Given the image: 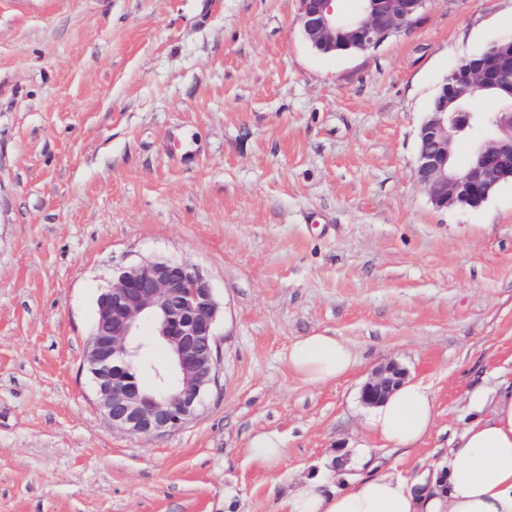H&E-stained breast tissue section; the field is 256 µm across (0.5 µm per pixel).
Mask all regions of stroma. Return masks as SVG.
<instances>
[{"mask_svg": "<svg viewBox=\"0 0 512 512\" xmlns=\"http://www.w3.org/2000/svg\"><path fill=\"white\" fill-rule=\"evenodd\" d=\"M512 35V0H429L378 49L324 56L298 0H0V512H283L361 446L410 479L512 383V184L439 210L418 131L461 58ZM175 259L220 305L218 378L195 417L114 429L85 357L120 267ZM326 332L358 356L308 386L286 363ZM397 363L432 391L408 454L366 424ZM276 431L287 455L252 459ZM248 451L253 459L270 464L283 458L287 453V448L284 440L278 433L265 431L251 437Z\"/></svg>", "mask_w": 512, "mask_h": 512, "instance_id": "stroma-1", "label": "stroma"}]
</instances>
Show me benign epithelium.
<instances>
[{
	"label": "benign epithelium",
	"instance_id": "7a95c632",
	"mask_svg": "<svg viewBox=\"0 0 512 512\" xmlns=\"http://www.w3.org/2000/svg\"><path fill=\"white\" fill-rule=\"evenodd\" d=\"M351 16L336 0H300L306 42L318 53L336 55L352 47L365 53L408 28L427 0H357ZM498 89L512 100V36L479 57L459 61L433 98L420 127L413 177L437 209L476 210L499 187L512 182V112H461L459 104L480 91ZM483 130L468 162L457 167L453 142L461 129ZM219 304L208 280L193 267L170 259L122 267L97 301L86 356L97 403L112 427L151 435L181 427L193 418L204 392L216 381L214 351ZM151 325L169 352L166 376L149 390L126 377L139 361L138 336ZM406 378L396 364L376 370L361 389L368 406L380 403Z\"/></svg>",
	"mask_w": 512,
	"mask_h": 512
}]
</instances>
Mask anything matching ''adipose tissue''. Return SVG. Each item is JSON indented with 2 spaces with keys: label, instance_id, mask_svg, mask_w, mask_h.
Returning <instances> with one entry per match:
<instances>
[{
  "label": "adipose tissue",
  "instance_id": "adipose-tissue-1",
  "mask_svg": "<svg viewBox=\"0 0 512 512\" xmlns=\"http://www.w3.org/2000/svg\"><path fill=\"white\" fill-rule=\"evenodd\" d=\"M287 363L304 383L325 385L347 376L357 356L346 341L313 333L289 347ZM468 408L472 421L425 480L412 481L393 465L341 481L326 470L296 485L288 512H512V388L473 390ZM435 419L429 388L406 381L372 407L369 427L384 445L408 450Z\"/></svg>",
  "mask_w": 512,
  "mask_h": 512
}]
</instances>
